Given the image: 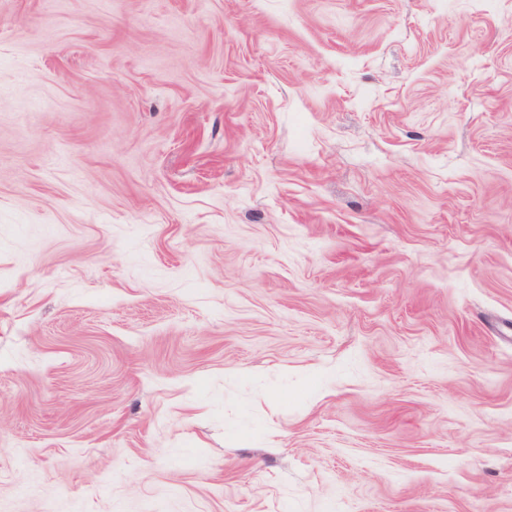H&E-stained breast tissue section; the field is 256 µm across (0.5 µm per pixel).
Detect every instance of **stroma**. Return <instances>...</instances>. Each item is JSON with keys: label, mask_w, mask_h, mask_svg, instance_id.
<instances>
[{"label": "stroma", "mask_w": 512, "mask_h": 512, "mask_svg": "<svg viewBox=\"0 0 512 512\" xmlns=\"http://www.w3.org/2000/svg\"><path fill=\"white\" fill-rule=\"evenodd\" d=\"M0 512H512V0H0Z\"/></svg>", "instance_id": "1"}]
</instances>
